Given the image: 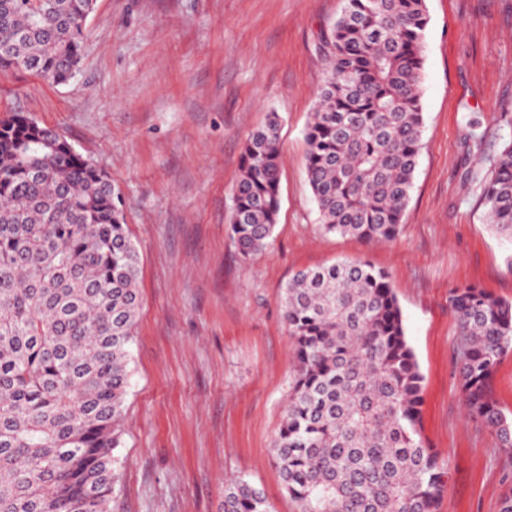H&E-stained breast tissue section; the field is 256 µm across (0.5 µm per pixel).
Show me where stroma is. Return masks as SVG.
Returning <instances> with one entry per match:
<instances>
[{
	"label": "stroma",
	"instance_id": "stroma-1",
	"mask_svg": "<svg viewBox=\"0 0 512 512\" xmlns=\"http://www.w3.org/2000/svg\"><path fill=\"white\" fill-rule=\"evenodd\" d=\"M342 0H96L74 79L0 70V117L64 134L119 190L140 257L115 512H222L224 483L298 512L272 444L291 383L281 292L300 269L361 258L388 272L424 376L423 434L448 467L441 512H499L512 477L468 418L450 289L512 301V241L468 178L473 137L512 138V0H427L424 131L402 232L364 243L322 233L304 131L325 79L322 35ZM281 131V208L252 260L230 238L242 145L267 112Z\"/></svg>",
	"mask_w": 512,
	"mask_h": 512
}]
</instances>
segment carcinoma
I'll list each match as a JSON object with an SVG mask.
<instances>
[{
	"label": "carcinoma",
	"instance_id": "cac0c4a2",
	"mask_svg": "<svg viewBox=\"0 0 512 512\" xmlns=\"http://www.w3.org/2000/svg\"><path fill=\"white\" fill-rule=\"evenodd\" d=\"M94 0H0V70L64 84ZM426 0H344L319 46L327 75L307 125L305 170L321 229L365 243L401 233L424 128ZM282 118L244 141L230 232L239 254L278 222ZM478 180L512 239V139ZM139 256L120 193L56 130L0 118V512H112L113 450L131 387ZM454 361L469 416L512 448L491 379L512 351V302L450 291ZM293 380L273 454L299 512H440L448 468L422 435L423 377L387 273L362 259L296 272L281 295ZM224 512H269L224 484Z\"/></svg>",
	"mask_w": 512,
	"mask_h": 512
}]
</instances>
